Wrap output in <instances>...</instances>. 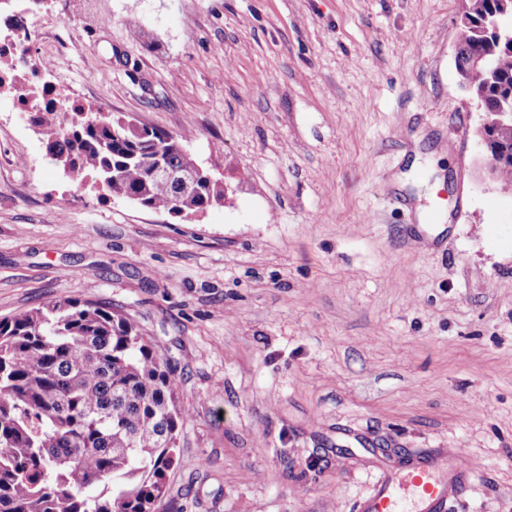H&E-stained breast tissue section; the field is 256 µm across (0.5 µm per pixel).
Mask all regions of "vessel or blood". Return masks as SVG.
<instances>
[{"instance_id": "1", "label": "vessel or blood", "mask_w": 512, "mask_h": 512, "mask_svg": "<svg viewBox=\"0 0 512 512\" xmlns=\"http://www.w3.org/2000/svg\"><path fill=\"white\" fill-rule=\"evenodd\" d=\"M375 467L377 479L357 512H447L473 474L465 457L443 449L411 455L399 465L379 457Z\"/></svg>"}]
</instances>
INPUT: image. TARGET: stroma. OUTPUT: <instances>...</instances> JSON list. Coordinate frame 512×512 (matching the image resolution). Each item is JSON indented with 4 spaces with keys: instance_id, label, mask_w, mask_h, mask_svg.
Returning a JSON list of instances; mask_svg holds the SVG:
<instances>
[{
    "instance_id": "35a3bbf8",
    "label": "stroma",
    "mask_w": 512,
    "mask_h": 512,
    "mask_svg": "<svg viewBox=\"0 0 512 512\" xmlns=\"http://www.w3.org/2000/svg\"><path fill=\"white\" fill-rule=\"evenodd\" d=\"M463 0H45L86 109L193 130L224 204L182 219L64 175L0 95V319L133 315L191 418L158 512H356L372 456L473 465L512 512V192L454 48Z\"/></svg>"
}]
</instances>
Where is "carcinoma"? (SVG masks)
Here are the masks:
<instances>
[{
	"label": "carcinoma",
	"instance_id": "1",
	"mask_svg": "<svg viewBox=\"0 0 512 512\" xmlns=\"http://www.w3.org/2000/svg\"><path fill=\"white\" fill-rule=\"evenodd\" d=\"M472 33L464 53L489 70L465 79L490 109L512 105V14L498 0H470ZM45 124L47 155L101 189L150 210L196 215L224 198L226 185L202 177L175 195L149 176L162 156L190 163L180 150L194 133L171 135L95 114ZM488 154L512 149V124L489 133ZM179 379L153 338L129 313L79 299L0 320V512H156L189 414L177 402ZM103 487L96 496L88 494Z\"/></svg>",
	"mask_w": 512,
	"mask_h": 512
}]
</instances>
